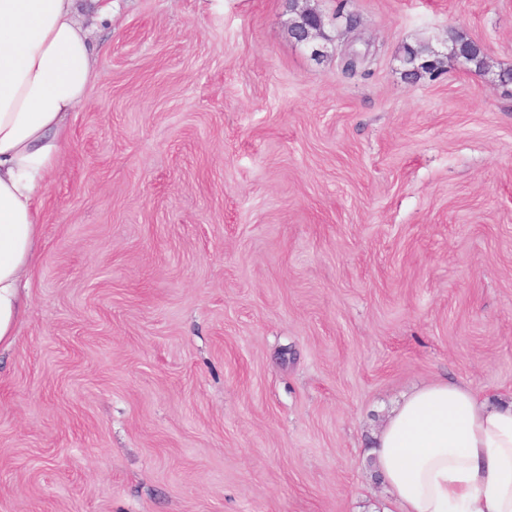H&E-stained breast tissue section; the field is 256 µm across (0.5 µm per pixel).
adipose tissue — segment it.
I'll return each mask as SVG.
<instances>
[{"label": "adipose tissue", "instance_id": "obj_1", "mask_svg": "<svg viewBox=\"0 0 512 512\" xmlns=\"http://www.w3.org/2000/svg\"><path fill=\"white\" fill-rule=\"evenodd\" d=\"M86 0H0V348L27 306L36 200L98 74ZM395 512H512V400L445 381L414 387L377 436Z\"/></svg>", "mask_w": 512, "mask_h": 512}]
</instances>
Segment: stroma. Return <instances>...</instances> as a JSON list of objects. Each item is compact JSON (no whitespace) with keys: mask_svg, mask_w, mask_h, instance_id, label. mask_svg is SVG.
I'll return each instance as SVG.
<instances>
[{"mask_svg":"<svg viewBox=\"0 0 512 512\" xmlns=\"http://www.w3.org/2000/svg\"><path fill=\"white\" fill-rule=\"evenodd\" d=\"M113 0L0 352V512H384L433 381L512 395V0ZM479 41L405 79L404 49ZM375 51L357 74L346 47Z\"/></svg>","mask_w":512,"mask_h":512,"instance_id":"stroma-1","label":"stroma"}]
</instances>
